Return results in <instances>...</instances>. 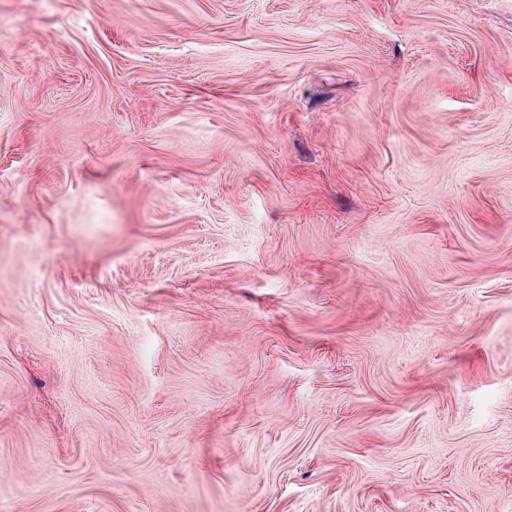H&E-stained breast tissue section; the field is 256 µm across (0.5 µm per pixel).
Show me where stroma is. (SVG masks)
Masks as SVG:
<instances>
[{
  "mask_svg": "<svg viewBox=\"0 0 512 512\" xmlns=\"http://www.w3.org/2000/svg\"><path fill=\"white\" fill-rule=\"evenodd\" d=\"M0 512H512V0H0Z\"/></svg>",
  "mask_w": 512,
  "mask_h": 512,
  "instance_id": "1",
  "label": "stroma"
}]
</instances>
